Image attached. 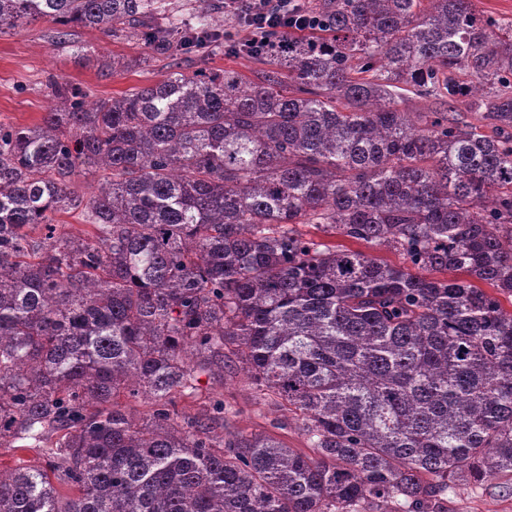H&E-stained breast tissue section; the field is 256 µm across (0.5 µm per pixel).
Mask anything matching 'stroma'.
<instances>
[{"mask_svg": "<svg viewBox=\"0 0 512 512\" xmlns=\"http://www.w3.org/2000/svg\"><path fill=\"white\" fill-rule=\"evenodd\" d=\"M55 28L39 22L24 29H7L0 33V121L18 125L41 123L52 105L46 79L61 75L81 87L89 102L117 97L158 83L181 67L195 68L194 58L183 57L181 64L154 54L133 41L105 36L94 29L75 28L69 46L56 44ZM86 47L90 63L73 55V47ZM121 57L124 68L113 72L99 69L101 61ZM202 392L179 399V412L195 414L207 408L210 398L224 400V434L249 436L269 433L287 447L309 453L307 438L300 423L284 421L274 405L259 401L240 363L225 367L223 378L202 379ZM448 512H512V479L504 477L482 485H470L450 494Z\"/></svg>", "mask_w": 512, "mask_h": 512, "instance_id": "35a3bbf8", "label": "stroma"}]
</instances>
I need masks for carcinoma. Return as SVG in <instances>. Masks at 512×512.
Returning <instances> with one entry per match:
<instances>
[{
  "label": "carcinoma",
  "mask_w": 512,
  "mask_h": 512,
  "mask_svg": "<svg viewBox=\"0 0 512 512\" xmlns=\"http://www.w3.org/2000/svg\"><path fill=\"white\" fill-rule=\"evenodd\" d=\"M215 10L0 0V30L45 21L66 44L79 25L201 62L92 105L53 75L41 124L0 122V443L45 462L0 470V512H446L512 477V22L328 0L250 81L207 66ZM402 91L444 107L406 112ZM77 210L85 235L58 233ZM230 346L314 455L224 440L222 400L180 418ZM298 228L308 237H313L315 239L322 238L324 240L335 243L336 246H344L347 249L359 250L391 264L402 265L404 262L402 256L394 250L371 247L370 245L364 242L349 240L337 234L336 236L326 237L324 236L323 233L314 228L311 224H300Z\"/></svg>",
  "instance_id": "obj_1"
}]
</instances>
